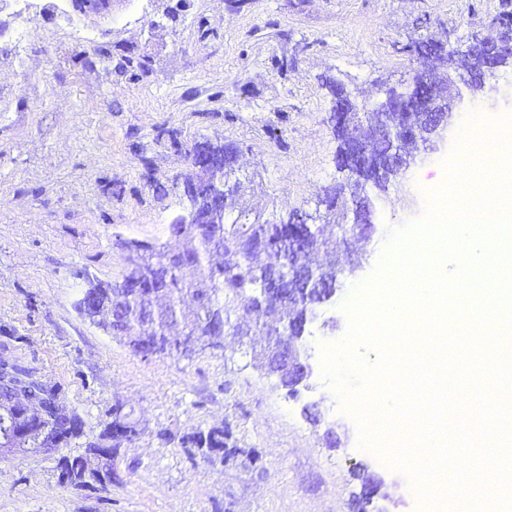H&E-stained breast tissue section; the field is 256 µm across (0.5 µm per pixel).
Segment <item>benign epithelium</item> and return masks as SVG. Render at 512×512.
I'll return each instance as SVG.
<instances>
[{"label": "benign epithelium", "instance_id": "1", "mask_svg": "<svg viewBox=\"0 0 512 512\" xmlns=\"http://www.w3.org/2000/svg\"><path fill=\"white\" fill-rule=\"evenodd\" d=\"M411 51L420 60L422 70L409 80L399 81L403 90L394 86L385 88L384 98L377 102L375 111L365 114L358 110L350 122L330 113L333 127L348 126L349 151L337 156V166L349 182L364 181L363 160L378 148L384 149L389 156V166L379 173V182L388 185L400 180L453 117V102L446 94V86L463 87L471 94L495 88L499 69L512 60V30H504L495 40L490 55L467 69L457 65L464 54L461 44H453L440 53L431 42L419 39L413 42ZM196 168L203 173V178L183 186L182 190L187 211L182 217L185 224L204 221L200 208L203 202L208 203L212 212L224 211V194L233 191V187L224 185V169L214 168L210 155L200 156ZM303 251L302 240L293 239L288 242L285 257L274 264L277 275L294 281L300 289L319 274L302 260ZM334 293L331 289L317 301L304 300L299 332L283 330L281 335L287 340V346L267 364V370L282 380L293 375L289 385L293 396L298 395L297 386L311 376L308 356L301 354L295 343L304 335L308 315L316 306L329 301ZM1 386L10 391L12 404L29 418L41 417L46 402L60 401V392L43 382L34 368L0 352ZM0 449L24 456L59 452L57 448L37 447L29 430L18 427L10 437L3 438Z\"/></svg>", "mask_w": 512, "mask_h": 512}]
</instances>
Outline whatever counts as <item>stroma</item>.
<instances>
[{
	"instance_id": "35a3bbf8",
	"label": "stroma",
	"mask_w": 512,
	"mask_h": 512,
	"mask_svg": "<svg viewBox=\"0 0 512 512\" xmlns=\"http://www.w3.org/2000/svg\"><path fill=\"white\" fill-rule=\"evenodd\" d=\"M56 2L35 0L21 49L14 6L0 11V350L60 385L82 418L86 436L68 455L88 456L86 440L118 401L141 434L111 459L89 456L93 472H111L106 486L62 482L54 455L0 453V512H357L360 467L378 486L374 512H428L403 471L360 447L321 345L344 336L341 305L372 274L390 229L425 216L424 172L443 169L468 116L512 114V66L492 93L455 100L403 185L373 197L372 228L354 244L362 268L306 326L312 388L300 397L256 367L264 333L224 334L189 359L143 358L77 302L120 280L122 242L169 241L185 212L182 183L197 174L186 148L238 147L232 179L247 218L314 210L345 184L323 77L373 104L380 84L420 70L411 40H466L511 15L512 0H112L99 14ZM85 26L96 32L87 46ZM212 427L229 432L227 462L180 445Z\"/></svg>"
}]
</instances>
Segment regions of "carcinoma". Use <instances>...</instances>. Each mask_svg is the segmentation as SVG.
I'll return each mask as SVG.
<instances>
[{
	"label": "carcinoma",
	"instance_id": "carcinoma-1",
	"mask_svg": "<svg viewBox=\"0 0 512 512\" xmlns=\"http://www.w3.org/2000/svg\"><path fill=\"white\" fill-rule=\"evenodd\" d=\"M512 24V19L496 18V22L472 35L465 48V63L471 65L481 60L489 49L495 30L501 25ZM326 86L335 99L336 111L347 113L355 110L349 103L350 92L332 78L325 79ZM208 151L224 157V165L235 161L237 149L230 146L213 148L200 143L189 151L194 159ZM230 212L218 218L216 224H172L171 237H190L196 241L191 248L180 249L168 243L130 240L124 242L132 261L126 266L121 281L98 285L88 289L78 302L79 312L95 319L107 312L112 314L106 327L115 336L128 339L133 352L138 354L159 349V356L177 355L179 337L168 330L181 323L187 333L214 336L211 321L222 320L223 325L240 331L238 319L246 314L255 325H261V315L250 308V297L269 287V265L258 264L254 258L260 250L253 247L260 238L288 243L290 225L279 222L240 221L229 219ZM336 241L323 236V230L310 231L309 244L303 258L315 251L325 255L335 254ZM194 294L205 302V309L184 310V297ZM270 310L297 308V302L288 299V285L268 295ZM31 430H46L45 444L49 448H65L73 440L84 436L83 422L73 411L62 405L48 413V418L29 426ZM140 434L138 423L124 412V404L116 402L112 407V421L99 435L98 440L87 443L89 451L101 457L112 454L124 442ZM225 434L222 428L196 431L181 438L184 448H196L203 458L225 459ZM62 476L73 486L85 483L86 466L81 456H63L59 459Z\"/></svg>",
	"mask_w": 512,
	"mask_h": 512
}]
</instances>
